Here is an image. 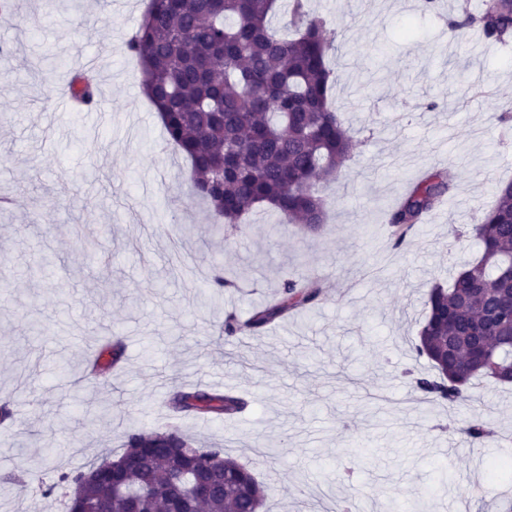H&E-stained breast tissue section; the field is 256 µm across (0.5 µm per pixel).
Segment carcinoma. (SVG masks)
I'll use <instances>...</instances> for the list:
<instances>
[{"label":"carcinoma","mask_w":512,"mask_h":512,"mask_svg":"<svg viewBox=\"0 0 512 512\" xmlns=\"http://www.w3.org/2000/svg\"><path fill=\"white\" fill-rule=\"evenodd\" d=\"M288 6L287 32L271 26ZM455 31L477 30L505 43L512 37V0H483L479 14L467 11L448 23ZM333 44L308 0H149L124 51L139 62L143 92L162 109L168 140L190 162L192 195L226 224L272 210L283 224L317 234L326 221L320 185L339 179L354 140L331 104L333 72L327 56ZM71 95L85 107L97 103L93 75L75 76ZM453 188L448 170L428 173L388 218L394 246H401ZM480 240L478 258L459 270L449 286H431L416 352L432 363L433 378L420 377L413 389L454 410L472 400L471 390L490 377L512 383V346L493 324L487 308L512 302V182L497 188L496 200L472 226ZM474 288L493 293L475 296ZM324 292L320 278L283 280L275 298L244 321L224 320L228 337L259 333L267 325L313 308ZM482 337L493 362L460 358ZM124 344L106 339L89 371L93 378L121 360ZM183 416L218 418L241 414L248 401L234 393L179 389L166 401ZM472 443L495 436L490 423L470 421L462 429ZM124 463L95 465L98 480L84 487L70 512H164L171 496L185 499L187 512H260L274 487L253 469L224 455L222 448H196L176 431L125 434ZM214 461L224 464L223 486L208 499L189 498L193 475Z\"/></svg>","instance_id":"obj_1"}]
</instances>
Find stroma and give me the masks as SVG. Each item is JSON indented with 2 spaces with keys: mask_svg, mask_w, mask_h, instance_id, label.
<instances>
[{
  "mask_svg": "<svg viewBox=\"0 0 512 512\" xmlns=\"http://www.w3.org/2000/svg\"><path fill=\"white\" fill-rule=\"evenodd\" d=\"M14 2V17L40 23L0 28L16 44L0 57V197L13 200L0 208V403L20 411L0 432V512H66L68 489L34 496L7 476L56 484L120 454L125 433L172 426L273 484L262 512H324L342 497L360 512L414 500L424 512H491L512 498V479L487 470L512 460V385L483 380L453 413L412 388L433 372L414 348L425 294L479 256L469 228L512 180V128L498 120L512 113V42L445 30L478 0H309L335 43L334 107L356 142L340 180L321 186L327 229L316 236L271 211L219 234L190 200V165L123 51L146 0H82L66 13ZM85 54L98 60L99 105L77 112L62 95ZM436 169L454 174L450 199L394 249L389 211ZM222 270L236 286L220 295L211 280ZM306 275L327 283L309 312L220 336L226 314L247 318L284 278ZM110 334L124 368L87 386L88 410L110 411L86 427L57 364L81 375ZM182 386L249 406L222 419L166 414ZM472 417L498 437L463 439ZM47 446L56 458L44 459Z\"/></svg>",
  "mask_w": 512,
  "mask_h": 512,
  "instance_id": "obj_1",
  "label": "stroma"
}]
</instances>
